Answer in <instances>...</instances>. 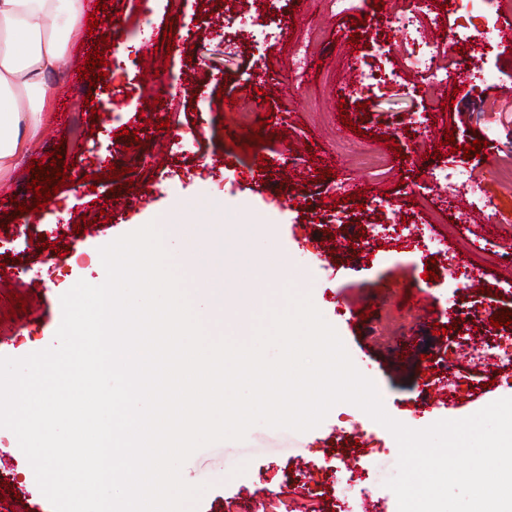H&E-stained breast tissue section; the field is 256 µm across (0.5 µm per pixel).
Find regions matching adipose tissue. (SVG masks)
<instances>
[{
	"instance_id": "adipose-tissue-1",
	"label": "adipose tissue",
	"mask_w": 512,
	"mask_h": 512,
	"mask_svg": "<svg viewBox=\"0 0 512 512\" xmlns=\"http://www.w3.org/2000/svg\"><path fill=\"white\" fill-rule=\"evenodd\" d=\"M84 0H0V178L27 154L47 112V79L58 74Z\"/></svg>"
}]
</instances>
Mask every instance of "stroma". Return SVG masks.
<instances>
[{
    "instance_id": "1",
    "label": "stroma",
    "mask_w": 512,
    "mask_h": 512,
    "mask_svg": "<svg viewBox=\"0 0 512 512\" xmlns=\"http://www.w3.org/2000/svg\"><path fill=\"white\" fill-rule=\"evenodd\" d=\"M107 0L95 5L99 28L119 37L105 54L104 86L80 78L94 40L80 31L66 46L63 67L49 82L48 119L28 156L48 164L54 146L77 182L60 189L45 209L15 216L18 202L32 203L33 174L19 168L0 180V263L12 282L0 288V356L21 358L55 343L62 321L60 298L83 280L97 284L101 247L146 224H251L242 246L227 247L234 267L224 304L230 336L249 340L267 309L286 304L285 290L310 294L336 330L357 369L372 379L386 412L413 429L458 420L501 398L512 397V366L475 364L450 348L434 326L455 325L471 347L499 341L512 345V331L491 334L485 305L512 311V190L493 171L512 168V38L459 44L455 9L441 10L432 38L440 62L456 64L453 83L419 90L408 77L382 87L357 86L360 71L377 67L382 46L398 40L393 4L375 8L365 0L366 24L352 25L331 0ZM177 20H169L171 11ZM246 28H239V21ZM175 46L164 57V29ZM321 39L308 49V66L297 76L288 51L307 30ZM360 34L351 44V34ZM93 103H85L86 94ZM236 103H229V96ZM160 105H153V98ZM346 111H339V103ZM249 105L243 113L241 105ZM349 114L353 125L344 127ZM268 115L261 135L282 139L260 146L270 167L260 172L247 151L233 150L241 129ZM424 124H417L418 116ZM169 119L156 128L155 119ZM137 131L149 146L124 151L123 130ZM486 140L469 159L444 145ZM402 156H395L392 144ZM464 167L465 183L436 182L438 163ZM130 168L132 186L108 179L111 167ZM331 177L318 180L320 169ZM103 174L96 187L84 175ZM480 187L470 194L469 184ZM359 201H352L353 192ZM109 214L108 223L98 220ZM497 223H489L488 214ZM92 220L76 233L80 219ZM431 225L454 254L469 255L473 243L487 247L475 284L451 278L442 254L420 234ZM49 241L38 248L36 236ZM268 254L288 259V275L272 279L260 263ZM437 278L425 280L426 271ZM28 299L26 313L9 317V293ZM454 375L447 398H439L433 375ZM394 436L357 406L334 405L308 431L253 426L244 441H225L194 453L182 467L190 484L205 485L196 512H243L255 502L266 512H334L339 487L358 512H398L386 482L397 468ZM366 468L364 482L346 486V464ZM0 512H53L17 438L0 428Z\"/></svg>"
}]
</instances>
